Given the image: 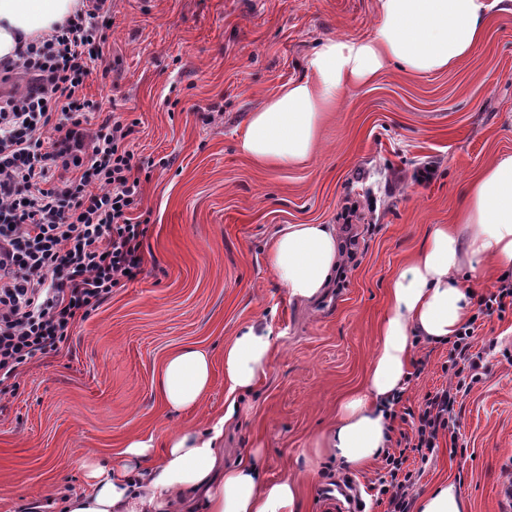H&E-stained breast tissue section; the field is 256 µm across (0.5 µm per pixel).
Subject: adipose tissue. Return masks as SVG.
<instances>
[{
  "label": "adipose tissue",
  "mask_w": 512,
  "mask_h": 512,
  "mask_svg": "<svg viewBox=\"0 0 512 512\" xmlns=\"http://www.w3.org/2000/svg\"><path fill=\"white\" fill-rule=\"evenodd\" d=\"M505 0H380L368 37L322 41L308 74L252 112L240 150L262 164L297 165L314 150L320 124L347 89L389 64L417 74L457 67L481 43L489 13ZM79 0H0V59L21 43L51 35L75 14ZM267 260L289 295L309 299L329 287L341 263L331 224H288L271 237ZM512 272V155L501 157L468 185L456 225L436 224L413 260L389 285L390 303L363 389L345 400L318 442L325 456L359 468L385 454L392 437L387 405L405 390L415 340L448 341L468 320L475 299L468 277ZM266 325L245 328L224 348L230 392L250 390L266 374L273 349ZM212 383V359L187 346L168 357L160 393L173 410L195 409ZM222 421L169 432L162 441L131 436L115 462L84 456L83 482L58 502L60 512H299L294 479H267L260 454L224 463ZM414 512H469L458 483L419 494Z\"/></svg>",
  "instance_id": "adipose-tissue-1"
}]
</instances>
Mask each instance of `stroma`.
<instances>
[{
    "label": "stroma",
    "instance_id": "obj_1",
    "mask_svg": "<svg viewBox=\"0 0 512 512\" xmlns=\"http://www.w3.org/2000/svg\"><path fill=\"white\" fill-rule=\"evenodd\" d=\"M379 0H116L111 70L88 88L104 110L137 120L147 219L145 272L76 323L57 354L28 363L0 394V512L56 485L77 487L80 458L116 459L133 435L217 420L229 403L224 459L260 450L267 478H295L300 512H326L342 484L365 512L379 464L355 469L314 453L338 405L361 388L377 347L393 277L431 225L453 223L466 188L512 155V13L492 12L475 52L457 68L415 74L388 67L342 95L302 165L261 166L237 147L251 112L304 78L313 48L368 37ZM429 165V181L415 179ZM358 203L352 224L341 215ZM287 224H332L353 238L344 281L310 302L292 299L267 262ZM271 325L270 368L251 391L230 393L224 346L246 326ZM494 342L482 381L460 398L456 450L412 462L415 492L453 479L470 512H504L512 480V313L488 317ZM194 345L213 359L195 410L163 401L166 359ZM450 343H419L403 406L446 382Z\"/></svg>",
    "mask_w": 512,
    "mask_h": 512
}]
</instances>
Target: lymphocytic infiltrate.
I'll list each match as a JSON object with an SVG mask.
<instances>
[{"label": "lymphocytic infiltrate", "mask_w": 512, "mask_h": 512, "mask_svg": "<svg viewBox=\"0 0 512 512\" xmlns=\"http://www.w3.org/2000/svg\"><path fill=\"white\" fill-rule=\"evenodd\" d=\"M112 0H82L52 38L0 62V391L36 356L58 353L76 322L114 287L145 271L147 222L133 215L142 185L131 148L135 121L89 99L90 77L110 70ZM26 78L24 90L3 84ZM102 112L100 122L91 113ZM477 326L455 335L445 387L404 408L401 431L372 484L385 512H410V455L428 462L454 432L455 404L482 380Z\"/></svg>", "instance_id": "lymphocytic-infiltrate-1"}]
</instances>
